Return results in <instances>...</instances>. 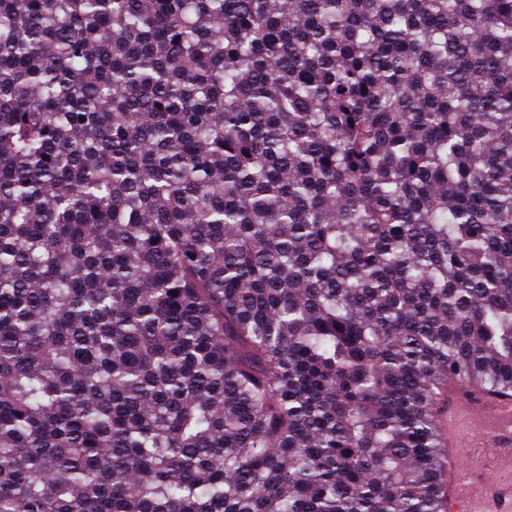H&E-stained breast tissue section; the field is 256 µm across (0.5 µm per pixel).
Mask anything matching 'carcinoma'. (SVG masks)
<instances>
[{
	"label": "carcinoma",
	"instance_id": "carcinoma-1",
	"mask_svg": "<svg viewBox=\"0 0 512 512\" xmlns=\"http://www.w3.org/2000/svg\"><path fill=\"white\" fill-rule=\"evenodd\" d=\"M512 391V0H0V512H441ZM462 396L448 393L440 423L448 444V457L462 464L476 448H499L509 456L512 447V398L490 397L478 390Z\"/></svg>",
	"mask_w": 512,
	"mask_h": 512
}]
</instances>
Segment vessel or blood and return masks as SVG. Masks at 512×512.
Segmentation results:
<instances>
[{"instance_id": "obj_1", "label": "vessel or blood", "mask_w": 512, "mask_h": 512, "mask_svg": "<svg viewBox=\"0 0 512 512\" xmlns=\"http://www.w3.org/2000/svg\"><path fill=\"white\" fill-rule=\"evenodd\" d=\"M448 455L464 459L478 448L512 449V398H487L477 390L449 395L440 414ZM501 467L489 465L483 473V489L472 492L467 481L449 475L446 512H512V490L499 486Z\"/></svg>"}]
</instances>
